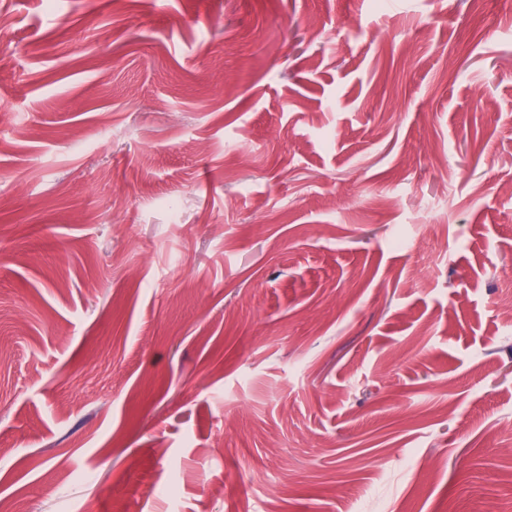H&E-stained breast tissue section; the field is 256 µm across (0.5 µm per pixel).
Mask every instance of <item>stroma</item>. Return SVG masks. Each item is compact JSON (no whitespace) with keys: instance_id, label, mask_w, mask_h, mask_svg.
Returning <instances> with one entry per match:
<instances>
[{"instance_id":"35a3bbf8","label":"stroma","mask_w":512,"mask_h":512,"mask_svg":"<svg viewBox=\"0 0 512 512\" xmlns=\"http://www.w3.org/2000/svg\"><path fill=\"white\" fill-rule=\"evenodd\" d=\"M512 0H0V502L512 512Z\"/></svg>"}]
</instances>
